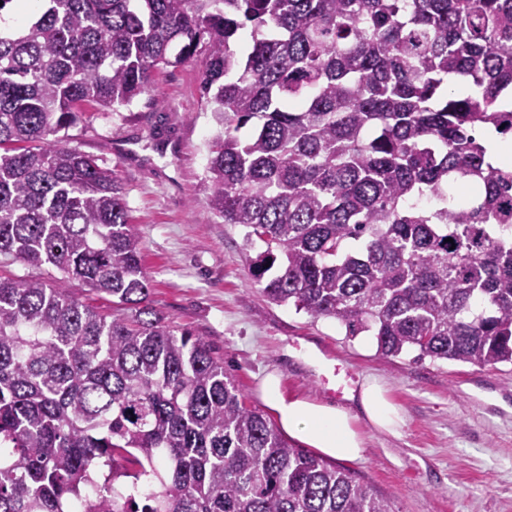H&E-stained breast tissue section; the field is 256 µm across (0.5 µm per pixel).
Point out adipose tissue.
Segmentation results:
<instances>
[{
  "label": "adipose tissue",
  "mask_w": 512,
  "mask_h": 512,
  "mask_svg": "<svg viewBox=\"0 0 512 512\" xmlns=\"http://www.w3.org/2000/svg\"><path fill=\"white\" fill-rule=\"evenodd\" d=\"M265 400L275 413L282 429L302 443L317 448L337 460H355L364 452L365 439L357 422L398 435L404 423L399 408L376 380L365 379L351 390L349 406H332L284 396L276 377L264 384Z\"/></svg>",
  "instance_id": "1"
}]
</instances>
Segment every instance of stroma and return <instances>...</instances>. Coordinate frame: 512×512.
<instances>
[{
    "label": "stroma",
    "instance_id": "obj_1",
    "mask_svg": "<svg viewBox=\"0 0 512 512\" xmlns=\"http://www.w3.org/2000/svg\"><path fill=\"white\" fill-rule=\"evenodd\" d=\"M199 83L196 62L163 68L132 105L86 108L61 134L122 180L150 306L209 344L262 411L270 374L319 403L329 400L318 380L327 366L380 379L405 423L396 437L367 431L363 458L344 467L393 512H512V365L386 357L374 337L269 302L249 273L263 243L245 248L244 228L209 209L206 145L218 126Z\"/></svg>",
    "mask_w": 512,
    "mask_h": 512
}]
</instances>
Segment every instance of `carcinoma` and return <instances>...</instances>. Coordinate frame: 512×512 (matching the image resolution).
I'll return each instance as SVG.
<instances>
[{"label":"carcinoma","instance_id":"cac0c4a2","mask_svg":"<svg viewBox=\"0 0 512 512\" xmlns=\"http://www.w3.org/2000/svg\"><path fill=\"white\" fill-rule=\"evenodd\" d=\"M8 2L0 257L62 277L0 278V512H391L149 305L115 171L49 136L193 60L210 209L266 245L269 301L387 357L512 365V164L484 139L512 135V0ZM67 286L73 295L81 298L82 300H86L87 302H90L94 306L99 307L101 310H103L109 314H112V312H114V314H122V313L126 312V311H120V310H116V309H114V311H112V298L111 297L99 298V297L93 295L91 292H89L88 288L85 287L84 285H82L81 282H78L76 280H71L69 283H67Z\"/></svg>","mask_w":512,"mask_h":512}]
</instances>
